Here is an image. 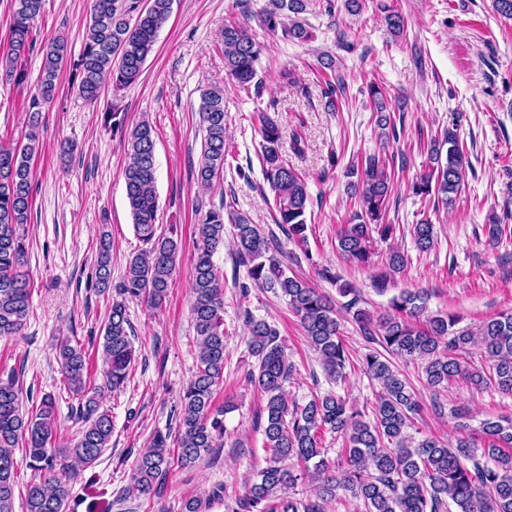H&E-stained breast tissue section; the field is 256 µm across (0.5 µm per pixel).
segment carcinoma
I'll list each match as a JSON object with an SVG mask.
<instances>
[{
	"mask_svg": "<svg viewBox=\"0 0 512 512\" xmlns=\"http://www.w3.org/2000/svg\"><path fill=\"white\" fill-rule=\"evenodd\" d=\"M174 0H94L85 44L74 62L80 96L87 102L100 97L106 83L118 89L135 83L154 50L157 35L172 12ZM309 0H268L259 23L285 40L306 41L307 29L287 23L291 14L306 11ZM44 0H13L8 29L7 53L0 56V78L17 84L26 80L21 59L34 51L32 23L41 14ZM224 67L238 86L261 97L263 81L256 64L260 45L247 29L227 24L223 34ZM42 77L38 94L29 102V132L24 143L0 142V338L17 336L23 330L30 308V278L25 270L28 246L24 225L31 209V164L39 145L41 106L50 102L59 87L64 65L71 57L68 42L58 37L41 48ZM345 92L343 81L324 80L321 95L328 107ZM378 123L390 128L383 115L385 105L379 86L370 85ZM199 112L205 131L202 161L197 180L208 187L223 177L226 161L224 92L214 87L201 94ZM261 137L264 179L274 192V221L280 230L299 244L307 242L306 213L310 204L303 174L280 151L281 132L277 123L261 110L257 113ZM104 122L127 143L129 161L124 170L126 198L135 233L147 248L133 255L126 271L112 281L111 241L101 235L96 261V281L103 289L113 288L103 327L104 387L124 388L135 361L132 325L127 303L142 301L162 306L168 296L180 243L174 228L158 231L156 193V142L154 130L143 120L130 127L120 112H107ZM447 146L446 158L440 148ZM436 175L428 174L413 185L423 197L437 194L450 205L465 184L468 157L460 146L457 129L448 128L430 141ZM349 189L357 197L360 211L353 223L338 234V246L351 262L371 263L372 233L387 240L395 225L383 221L392 184L379 157L365 158L352 166ZM226 205L198 213L194 231L192 321L198 348L196 370L174 408L177 432H157L140 455L132 473L131 489L149 495L177 465L185 468L202 454L224 444V415L230 407L215 406V392L224 376V275L214 263L217 249L224 245L225 221L233 227V246L240 262L248 266V277L260 288L279 291L299 318L310 348L318 354L322 369L331 381L345 378L351 354L341 338L336 306L325 295L296 275L277 256L270 239L257 225ZM512 221V209L488 225L487 233L498 239ZM414 242L422 252L435 244L434 225L423 220L413 227ZM406 258L390 256L388 270L375 276V289L382 293L390 273L402 268ZM322 278L336 285L345 299L343 309L351 315L367 352L360 366L380 387L372 416L347 405L333 393L314 394L302 405H288L285 384L295 369L279 341L278 329L250 310L243 312L249 334V349L256 366L246 381L266 398L264 428L267 457L253 481L242 493H227L219 485L214 496L233 500L231 512H328L329 504L342 490L363 505V512H512V417L489 413L473 432L464 407L451 410L455 420V443L432 436L419 440L408 434L425 409L445 414L438 401L440 391L457 382L475 389L493 387L512 395V312H501L476 329L455 330L454 315H425L427 295L403 293L391 300V310L374 315L361 306L359 289L330 268ZM483 364L476 366L473 354ZM421 360L425 386L432 392L424 404L411 384L389 359ZM57 358L68 390L78 399L75 413L84 423L71 448L50 447L56 424L55 398L46 395L32 413L22 411V389L10 377L0 381V512H14L15 450L29 458L34 475L26 488V512H66L71 497L72 475L68 465L58 464L67 453L85 465L96 462L112 438V416L100 410V387L91 380L89 357L78 345L60 342ZM325 432L343 439L337 458L325 457L321 443ZM317 483L314 497L297 499L292 491L306 481ZM455 510H450V506Z\"/></svg>",
	"mask_w": 512,
	"mask_h": 512,
	"instance_id": "carcinoma-1",
	"label": "carcinoma"
}]
</instances>
